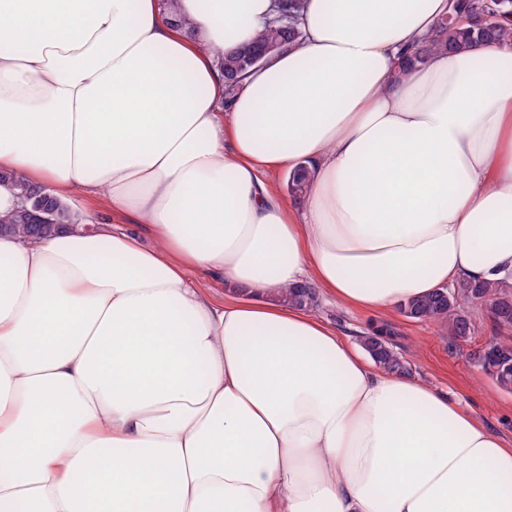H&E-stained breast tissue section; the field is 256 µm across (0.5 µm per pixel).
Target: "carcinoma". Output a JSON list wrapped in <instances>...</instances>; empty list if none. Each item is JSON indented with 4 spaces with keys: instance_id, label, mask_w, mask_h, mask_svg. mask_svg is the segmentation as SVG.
<instances>
[{
    "instance_id": "obj_1",
    "label": "carcinoma",
    "mask_w": 512,
    "mask_h": 512,
    "mask_svg": "<svg viewBox=\"0 0 512 512\" xmlns=\"http://www.w3.org/2000/svg\"><path fill=\"white\" fill-rule=\"evenodd\" d=\"M302 0H278L275 12L280 21L266 24L259 31L250 45L261 46L275 44L282 47L294 44L301 36L299 13ZM499 19L496 24L481 28L460 26L452 20L441 21L436 33L425 38V45L416 60H424L433 52H460L477 41L489 43L512 42V0H497L493 3ZM247 58L236 51L224 56V78L227 90H233L249 72L246 68ZM310 172L304 169L294 173L288 179V190L295 198L302 197L308 187ZM19 189L26 206L17 210L11 217L0 219V233H12L21 237L36 234L39 237L52 235L54 231L71 222L75 214L66 203L44 194L39 188L29 185L20 176L12 177ZM281 297L290 303L310 308L319 307L315 291L305 286L288 288L281 292ZM473 302L489 304L490 315L501 329L512 328V284H493L463 281L448 292H436L408 302L402 309L404 316L421 321L439 322L446 326L448 340L465 342L474 333L471 318L467 315L465 305ZM385 329L376 327L372 332L360 337L374 359L384 368L400 373L409 372L407 361L392 347L384 336ZM493 357L486 360L479 355L482 370L497 385L512 392V341L496 339L491 348Z\"/></svg>"
}]
</instances>
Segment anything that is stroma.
<instances>
[{"mask_svg":"<svg viewBox=\"0 0 512 512\" xmlns=\"http://www.w3.org/2000/svg\"><path fill=\"white\" fill-rule=\"evenodd\" d=\"M474 338L450 344L448 334L434 322H421L394 313L387 318L394 349L408 361L412 373L446 391L449 397L489 430L512 440V392L503 391L477 363L476 352L485 341L502 334L486 306H469Z\"/></svg>","mask_w":512,"mask_h":512,"instance_id":"35a3bbf8","label":"stroma"}]
</instances>
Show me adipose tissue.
<instances>
[{"label": "adipose tissue", "mask_w": 512, "mask_h": 512, "mask_svg": "<svg viewBox=\"0 0 512 512\" xmlns=\"http://www.w3.org/2000/svg\"><path fill=\"white\" fill-rule=\"evenodd\" d=\"M274 3L0 0V217L97 226L0 235V512H512V441L275 298L512 277V44L405 69L448 0H304L226 93ZM301 2L302 0H278L274 14L278 13L280 21L266 23L264 29L259 31L252 42L245 46L275 44L284 47L288 44L293 45L302 36L299 28ZM243 47L232 54L224 55L222 64L228 91L233 90L252 69L244 67L247 64V58L241 54ZM14 185L19 189L26 206L17 210L11 217L0 219V234L12 233L21 237L36 234L40 238L50 236L65 223H70L76 216L69 207L80 216L89 209V202L83 195H74L64 203L50 198L39 188L29 185L21 176H12ZM43 216L41 224H33L32 214Z\"/></svg>", "instance_id": "obj_1"}]
</instances>
